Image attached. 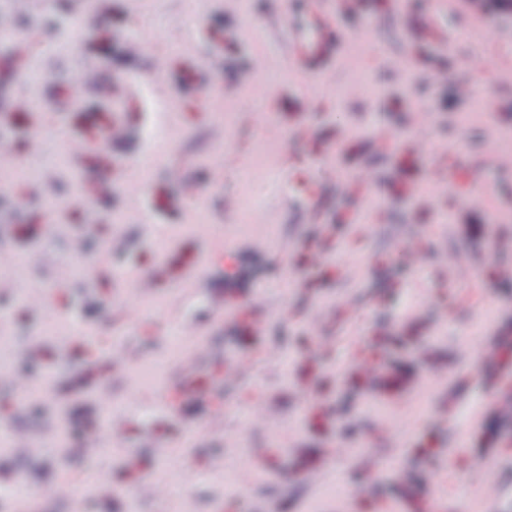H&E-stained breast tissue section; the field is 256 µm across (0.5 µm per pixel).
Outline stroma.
<instances>
[{"label": "stroma", "instance_id": "1", "mask_svg": "<svg viewBox=\"0 0 512 512\" xmlns=\"http://www.w3.org/2000/svg\"><path fill=\"white\" fill-rule=\"evenodd\" d=\"M314 5L208 0L193 16L183 0H105V25L88 37L62 0L29 16L0 0V94L10 104L0 215L57 318L38 375L49 389L70 382L81 422L111 427L121 446L78 464L101 484L126 478L124 493L90 498L87 512H166L143 487L170 472L190 512H317L336 487L349 512H485L470 470L512 484V422L470 418L506 393L512 371V249L497 245L512 239V152L491 171L477 163L512 138V87L499 80L512 70V36L468 41L438 0H335L337 51L353 35L368 48L362 74L341 82L316 52L288 53L290 32L310 39L326 25ZM258 55L260 75L250 69ZM389 56L444 78L420 92L380 80ZM156 62L168 83L147 80ZM90 68L126 85L122 111L98 99L68 108ZM33 69L43 74L36 87L24 79ZM234 81L246 90L226 99ZM260 84L257 110L246 100ZM464 84L485 103L488 127L460 132ZM34 96L42 109L27 108ZM115 124L124 135L110 146ZM33 137L40 171L65 175L52 225L14 167ZM261 150L269 160L254 165ZM492 189L502 214L474 201ZM73 199L125 236L112 267L77 261L72 242L89 227ZM244 203L258 219L242 228ZM122 267L145 287L120 279ZM185 283L198 292L172 311ZM219 303L233 321L217 323ZM132 305L142 312L131 320ZM43 328L26 299H0V368ZM192 329L210 352L198 386L224 376V419L209 431L200 410L167 405L169 370L148 388L128 382ZM110 371L120 379L103 407L92 395ZM413 393L424 413L398 431L387 411ZM185 436L192 455L164 458ZM360 454L382 474L376 494ZM253 463L258 478L241 480ZM64 466L47 448L21 464L0 451V512Z\"/></svg>", "mask_w": 512, "mask_h": 512}]
</instances>
